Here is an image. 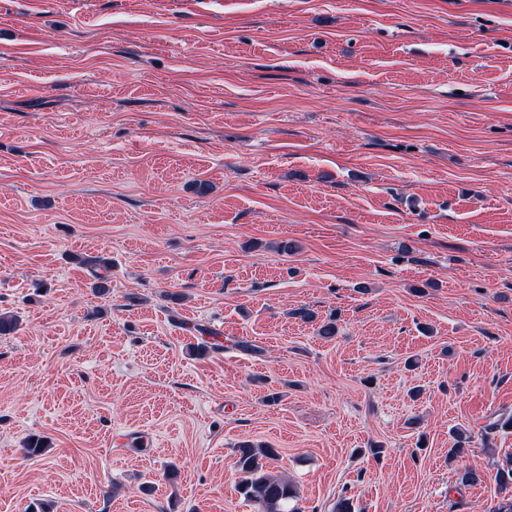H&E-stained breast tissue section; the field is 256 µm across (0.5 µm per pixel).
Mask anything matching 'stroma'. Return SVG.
Segmentation results:
<instances>
[{
    "instance_id": "35a3bbf8",
    "label": "stroma",
    "mask_w": 512,
    "mask_h": 512,
    "mask_svg": "<svg viewBox=\"0 0 512 512\" xmlns=\"http://www.w3.org/2000/svg\"><path fill=\"white\" fill-rule=\"evenodd\" d=\"M0 313V512H491L512 0H0ZM237 448L238 492L257 512H290L288 503L296 497V490L287 478L269 471V461L277 457L274 448L249 441Z\"/></svg>"
}]
</instances>
